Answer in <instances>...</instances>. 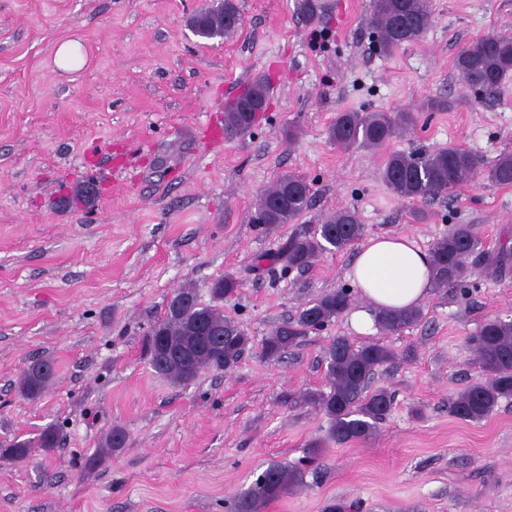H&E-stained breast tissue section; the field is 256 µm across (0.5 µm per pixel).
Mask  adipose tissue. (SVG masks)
Returning <instances> with one entry per match:
<instances>
[{"mask_svg":"<svg viewBox=\"0 0 512 512\" xmlns=\"http://www.w3.org/2000/svg\"><path fill=\"white\" fill-rule=\"evenodd\" d=\"M366 305L349 314V324L363 335L376 331L383 309L422 306L431 294L430 255L409 235H377L362 244L347 270Z\"/></svg>","mask_w":512,"mask_h":512,"instance_id":"adipose-tissue-1","label":"adipose tissue"}]
</instances>
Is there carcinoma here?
Returning a JSON list of instances; mask_svg holds the SVG:
<instances>
[{
  "instance_id": "carcinoma-1",
  "label": "carcinoma",
  "mask_w": 512,
  "mask_h": 512,
  "mask_svg": "<svg viewBox=\"0 0 512 512\" xmlns=\"http://www.w3.org/2000/svg\"><path fill=\"white\" fill-rule=\"evenodd\" d=\"M242 22L236 0H215L200 10L190 25L196 36L212 40L233 34ZM432 22L431 0H372L371 23L386 54L419 41ZM454 65L469 88L486 95L494 93L512 76V36L481 37L459 51ZM267 97V82L255 79L224 109V129L238 135L250 133ZM414 123L410 112H338L329 127V136L342 148L355 144L376 148L394 136L397 129ZM483 173L496 185L512 186V153L501 155L488 168L478 155L456 147L393 153L384 163L382 177L398 198L427 201L453 192ZM311 197V187L303 178L283 174L259 194L255 222L267 230L288 224L309 208ZM363 233L364 225L356 212L343 209L315 225L312 232L288 237L278 260L288 269L306 271L322 254L348 249ZM430 258L436 289L463 286L475 266L483 265L495 273L512 268V248L502 247L495 252L485 249L469 224H457L438 238L431 247ZM239 287L240 283L228 275L214 280L210 304L197 299L193 288H180L179 292L194 296V303L175 315L165 312L144 339L153 372L177 385L188 386L205 369L223 370L239 362L251 338L234 320L224 316L220 305ZM348 307L349 295L342 290L320 295L297 318L282 322L262 340V357L269 362L279 361L309 332L332 324ZM422 319L419 309L382 311L376 315L379 329L389 334L415 326ZM198 324L207 335L215 337L216 346L196 347L192 327ZM469 342L476 363L488 379L459 392L450 412L461 420L481 421L494 413L501 400L512 398V319H486ZM393 358L394 352L379 342L356 346L346 336L335 337L323 358L329 390L301 392L290 399L294 404L312 405L326 416L325 435L309 443L301 461L269 465L248 490L232 500L230 512H261L266 504L305 485L306 463L320 458L325 447L372 436L392 412L394 396L384 388L370 389L371 379ZM53 379V362L33 359L21 375L19 393L26 399H38ZM59 443L57 430L48 427L35 443L17 440L0 448V460L19 462L35 446L49 452Z\"/></svg>"
}]
</instances>
